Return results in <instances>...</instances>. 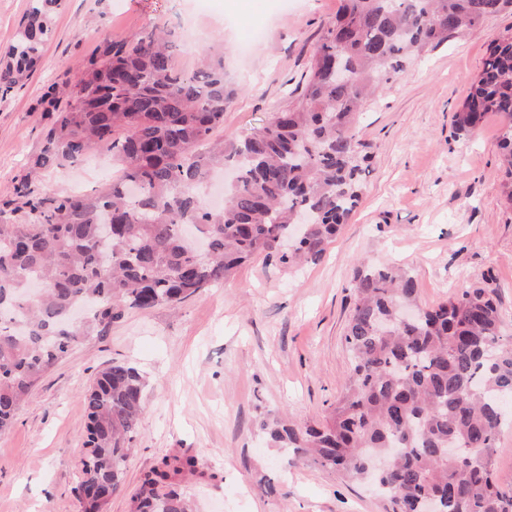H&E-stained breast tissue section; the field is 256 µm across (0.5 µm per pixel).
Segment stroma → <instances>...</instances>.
Instances as JSON below:
<instances>
[{
	"label": "stroma",
	"mask_w": 512,
	"mask_h": 512,
	"mask_svg": "<svg viewBox=\"0 0 512 512\" xmlns=\"http://www.w3.org/2000/svg\"><path fill=\"white\" fill-rule=\"evenodd\" d=\"M340 7L341 0H59L36 71L0 95V207L24 179L50 194L92 193L115 176L97 155L63 168L30 164L54 121L43 105L49 86L76 81L102 37L130 41L156 25L174 27L188 70L209 38L222 37L241 92L214 136L232 140L297 96ZM511 27L506 12L450 37L366 102L360 136L369 173L320 259L295 270L257 255L178 309L125 311L52 367L0 433V512H81L84 393L115 362L138 368L146 386L125 487L105 512H129L143 475L174 455L199 462L198 474L180 484L195 512H385L386 500L369 486L287 463L260 423L322 419L340 396L357 262L409 271L426 306L486 288L512 336V206L503 194L501 126L491 115L463 137L452 124L491 41Z\"/></svg>",
	"instance_id": "obj_1"
}]
</instances>
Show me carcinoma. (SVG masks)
<instances>
[{
	"instance_id": "cac0c4a2",
	"label": "carcinoma",
	"mask_w": 512,
	"mask_h": 512,
	"mask_svg": "<svg viewBox=\"0 0 512 512\" xmlns=\"http://www.w3.org/2000/svg\"><path fill=\"white\" fill-rule=\"evenodd\" d=\"M58 0H35L0 61V92L32 73ZM512 6V0H343L324 29L303 89L260 129L228 143L211 138L241 91L213 45L197 68L178 64L182 39L164 27L133 41L105 38L80 78L51 88L54 125L34 159L64 167L88 151L119 165L94 195H49L24 181V214L0 210V432L45 373L127 309L176 306L226 281L244 260L280 253L290 266L317 259L357 205L367 144L359 113L368 94L398 80L423 54ZM495 115L512 205V28L494 39L455 114L456 134ZM229 162L236 180L215 211L200 194L211 169ZM194 226L201 255L184 238ZM345 342L351 371L325 422H262L270 443L323 470L366 474L392 512H512L493 474V448L512 418V344L491 292L466 288L435 307L419 304L413 277L356 267ZM398 307L416 317L400 322ZM144 377L134 366L102 369L87 391L85 441L91 467L80 485L83 512H102L121 491L143 414ZM459 453L450 458L447 449ZM398 451L390 470L374 457ZM197 472L192 457H164L144 474L130 512H194L176 486Z\"/></svg>"
}]
</instances>
